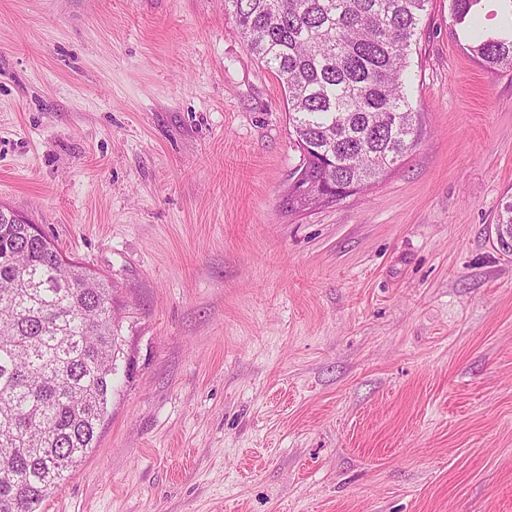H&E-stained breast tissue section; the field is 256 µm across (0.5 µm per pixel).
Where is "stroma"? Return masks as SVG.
<instances>
[{
	"instance_id": "35a3bbf8",
	"label": "stroma",
	"mask_w": 512,
	"mask_h": 512,
	"mask_svg": "<svg viewBox=\"0 0 512 512\" xmlns=\"http://www.w3.org/2000/svg\"><path fill=\"white\" fill-rule=\"evenodd\" d=\"M421 139L294 213L224 0H0V205L111 284L131 379L41 512H512V72L427 0Z\"/></svg>"
}]
</instances>
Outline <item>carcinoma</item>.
<instances>
[{
  "label": "carcinoma",
  "instance_id": "cac0c4a2",
  "mask_svg": "<svg viewBox=\"0 0 512 512\" xmlns=\"http://www.w3.org/2000/svg\"><path fill=\"white\" fill-rule=\"evenodd\" d=\"M428 0H224L247 51L282 84L302 184L330 196L388 173L418 145L407 68ZM482 0H450L469 25ZM512 70V30L469 45ZM29 224L0 222V512H39L96 447L124 343L112 288L57 264Z\"/></svg>",
  "mask_w": 512,
  "mask_h": 512
}]
</instances>
